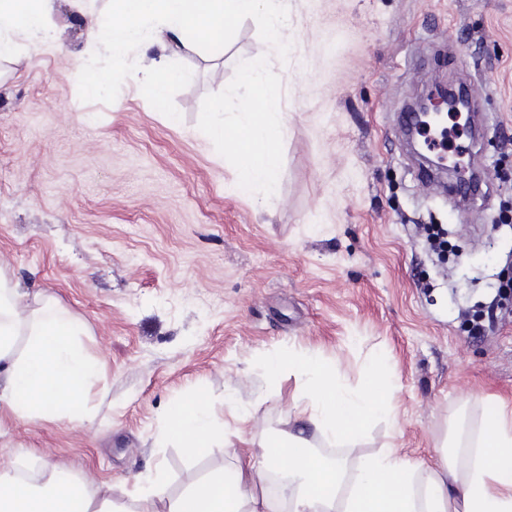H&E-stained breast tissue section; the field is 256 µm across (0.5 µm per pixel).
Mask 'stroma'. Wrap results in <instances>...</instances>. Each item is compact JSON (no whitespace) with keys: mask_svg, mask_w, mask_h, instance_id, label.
Segmentation results:
<instances>
[{"mask_svg":"<svg viewBox=\"0 0 512 512\" xmlns=\"http://www.w3.org/2000/svg\"><path fill=\"white\" fill-rule=\"evenodd\" d=\"M83 9L62 0L58 39L0 62V267L85 324L100 366L91 424L0 416V455L42 475L94 476L114 501L149 471L170 498L232 474L237 455L301 431L303 377L271 359L316 353L336 384L370 370L393 386V418L338 444L305 430L322 461L355 474L387 444L430 466L459 412L471 427L512 409V0H283L268 30L238 21L222 52L169 45L183 72L156 103L154 70L131 40L87 45ZM254 69L278 102L241 82ZM101 94L86 86L122 69ZM467 83L484 171L468 203L411 152L399 116L438 83ZM284 122L274 195L240 175L215 121ZM451 232L441 266L422 224ZM491 316L483 339L472 313ZM207 400L224 444L200 456L161 439L170 407Z\"/></svg>","mask_w":512,"mask_h":512,"instance_id":"1","label":"stroma"}]
</instances>
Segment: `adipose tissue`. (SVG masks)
<instances>
[{
    "label": "adipose tissue",
    "instance_id": "obj_1",
    "mask_svg": "<svg viewBox=\"0 0 512 512\" xmlns=\"http://www.w3.org/2000/svg\"><path fill=\"white\" fill-rule=\"evenodd\" d=\"M282 0H112L114 13L153 16L166 24L173 43L188 46V33L206 34L223 46L229 29L244 17L278 24ZM54 0H0V57L16 53L21 42L54 41ZM233 146L242 176L265 194H275L280 158V126L241 113ZM84 326L50 297L30 302L0 272V408L23 423L59 418L89 423L87 394L99 366L87 352ZM289 370L305 376L311 412L307 420L326 436L350 440L364 435L372 419L392 413V387L372 377L373 393L350 394L336 387L335 368L315 356L289 354L270 364L271 376ZM165 436L193 454L215 444L206 402L176 405ZM285 467L282 488L291 512H512V420L485 416L468 444L450 434L445 448L419 480L418 466L386 448L362 460L353 483H345L341 463L314 456L300 435L271 437L260 456L243 457L232 479L214 474L198 480L178 499H167L158 482L128 491L129 507L115 510L111 495L55 468L40 483L20 480L12 464L0 466V512H269L262 492L268 471Z\"/></svg>",
    "mask_w": 512,
    "mask_h": 512
}]
</instances>
